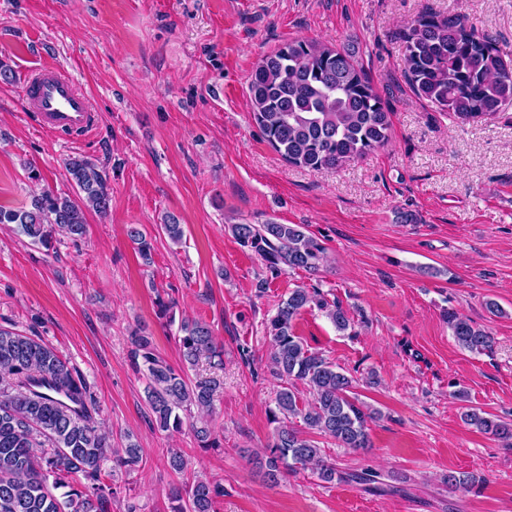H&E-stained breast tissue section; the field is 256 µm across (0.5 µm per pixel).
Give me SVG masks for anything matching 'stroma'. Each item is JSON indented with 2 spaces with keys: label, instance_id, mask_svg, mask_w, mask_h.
I'll use <instances>...</instances> for the list:
<instances>
[{
  "label": "stroma",
  "instance_id": "1",
  "mask_svg": "<svg viewBox=\"0 0 512 512\" xmlns=\"http://www.w3.org/2000/svg\"><path fill=\"white\" fill-rule=\"evenodd\" d=\"M426 7L467 18L512 57V0H0V59L13 74L0 82V206L29 205L31 164L43 186L73 193L71 156L96 161L112 188L107 216L87 212L85 238L51 253L0 224V325L56 347L85 377L112 446L142 450L107 512H170L182 480L174 451L188 473L223 486L218 512H512V447L462 418L475 407L512 419V106L458 126L413 94L397 33ZM296 38L354 52L391 113L387 147L324 173L271 148L248 83L264 55ZM47 63L89 94L100 121L88 136L39 129L21 89ZM168 216L181 243L161 230ZM239 221L305 225L327 261L314 276L270 270L233 237ZM131 224L150 238V260ZM298 287L320 289L353 323L341 332L308 308L296 335L381 413L370 449L317 442L340 472H378L381 490L309 469L272 484L250 462L272 441L280 385L266 323ZM160 289L176 317L206 323L224 346L211 416L221 447L150 421L129 361L133 330L182 364L178 328L157 312ZM450 309L490 332L493 350L461 349ZM451 470L486 482L448 491L440 477Z\"/></svg>",
  "mask_w": 512,
  "mask_h": 512
}]
</instances>
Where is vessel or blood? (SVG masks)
<instances>
[{
    "instance_id": "b4317fda",
    "label": "vessel or blood",
    "mask_w": 512,
    "mask_h": 512,
    "mask_svg": "<svg viewBox=\"0 0 512 512\" xmlns=\"http://www.w3.org/2000/svg\"><path fill=\"white\" fill-rule=\"evenodd\" d=\"M23 95L45 132L78 136L97 126L98 115L90 99L57 65L37 68L25 84Z\"/></svg>"
}]
</instances>
